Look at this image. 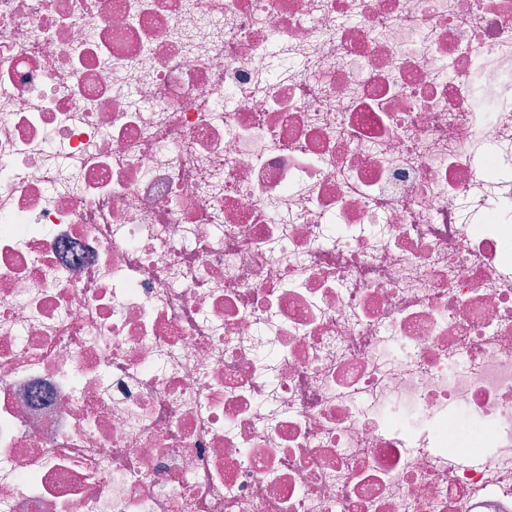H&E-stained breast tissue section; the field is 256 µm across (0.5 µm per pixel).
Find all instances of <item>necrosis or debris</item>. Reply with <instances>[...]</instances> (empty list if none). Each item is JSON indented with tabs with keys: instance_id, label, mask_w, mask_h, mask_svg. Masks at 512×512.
Segmentation results:
<instances>
[{
	"instance_id": "obj_1",
	"label": "necrosis or debris",
	"mask_w": 512,
	"mask_h": 512,
	"mask_svg": "<svg viewBox=\"0 0 512 512\" xmlns=\"http://www.w3.org/2000/svg\"><path fill=\"white\" fill-rule=\"evenodd\" d=\"M0 512H512V0H0Z\"/></svg>"
}]
</instances>
